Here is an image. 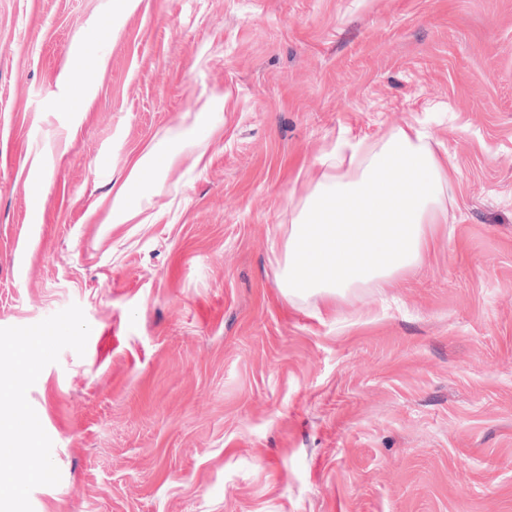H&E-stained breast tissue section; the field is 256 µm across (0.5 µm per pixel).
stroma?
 Instances as JSON below:
<instances>
[{
    "instance_id": "stroma-1",
    "label": "stroma",
    "mask_w": 512,
    "mask_h": 512,
    "mask_svg": "<svg viewBox=\"0 0 512 512\" xmlns=\"http://www.w3.org/2000/svg\"><path fill=\"white\" fill-rule=\"evenodd\" d=\"M407 125L447 223L284 296L310 163ZM2 397L0 512H512V0H0ZM180 159V153L173 150L166 142L154 143L131 167L126 183L117 191L112 199L113 223L124 224L131 219L133 211L126 194V186L141 181L148 167L167 170Z\"/></svg>"
}]
</instances>
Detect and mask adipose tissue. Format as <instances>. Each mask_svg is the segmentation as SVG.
I'll use <instances>...</instances> for the list:
<instances>
[{"mask_svg": "<svg viewBox=\"0 0 512 512\" xmlns=\"http://www.w3.org/2000/svg\"><path fill=\"white\" fill-rule=\"evenodd\" d=\"M428 139L409 125L378 145L338 144L313 162L288 233L285 296L378 287L418 262L428 226L448 221V176Z\"/></svg>", "mask_w": 512, "mask_h": 512, "instance_id": "obj_1", "label": "adipose tissue"}]
</instances>
